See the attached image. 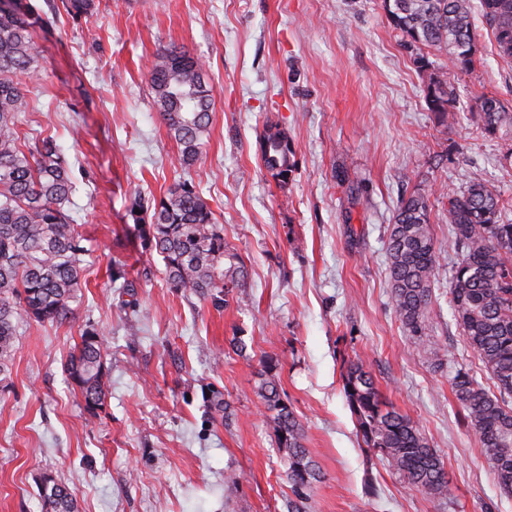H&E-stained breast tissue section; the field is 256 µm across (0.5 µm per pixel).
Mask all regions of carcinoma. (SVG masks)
<instances>
[{"label":"carcinoma","mask_w":512,"mask_h":512,"mask_svg":"<svg viewBox=\"0 0 512 512\" xmlns=\"http://www.w3.org/2000/svg\"><path fill=\"white\" fill-rule=\"evenodd\" d=\"M47 2L48 13L32 0H0V383L11 375L20 322L62 324L73 318L72 304L84 272V247L70 210L73 185L68 168L52 143L23 145L17 130L18 115L26 106L23 81L38 75L34 27L51 23L61 13L78 18L91 7V0ZM384 9L406 47L444 51L455 68L472 65L477 52L472 0H384ZM414 63L426 74L429 110L442 124H455L451 84L430 71L425 56H415ZM148 76L154 102L180 146L179 163L198 162L214 105L203 63L184 48L169 46L156 54ZM470 114L488 136L512 134V110L493 97L479 99ZM260 150L272 176L281 181L291 176L292 149L279 128H265ZM130 200L129 215L138 235L144 248L162 257L170 287L216 301L241 287L244 267L225 248L224 226L216 223L192 183L174 184L148 219L141 195L134 192ZM503 209L496 190L481 182L448 196V225L457 257L449 288L452 310L498 394L462 370L453 376L451 389L467 426L493 461L500 488L512 494V223L503 220ZM386 251L392 307L405 329L434 350L436 343L421 336L432 306L436 266L425 190L401 200ZM106 355L99 333L87 330L66 368L85 410L94 417L104 405ZM271 370V365L265 366L259 393L287 458L288 483L295 495L305 498L317 476L315 464L303 446L302 425L281 397ZM344 394L365 447L380 451L409 487L436 499L451 497L441 457L411 418L386 405L359 361L347 367ZM41 497L44 512H73L67 491Z\"/></svg>","instance_id":"carcinoma-1"}]
</instances>
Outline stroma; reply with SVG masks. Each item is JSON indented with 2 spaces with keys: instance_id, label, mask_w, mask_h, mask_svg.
<instances>
[{
  "instance_id": "stroma-1",
  "label": "stroma",
  "mask_w": 512,
  "mask_h": 512,
  "mask_svg": "<svg viewBox=\"0 0 512 512\" xmlns=\"http://www.w3.org/2000/svg\"><path fill=\"white\" fill-rule=\"evenodd\" d=\"M33 33L40 78L26 82L25 138L52 139L74 182L71 214L86 249L75 318L22 321L12 374L0 383V512H42L52 473L76 512H512L490 456L451 390L456 369L493 383L449 303L454 251L448 195L492 185L512 220V138L465 117L481 97L512 107V58L474 9V65L433 72L456 89L460 118L439 124L383 0H93ZM174 44L200 58L215 108L202 160L175 162L148 71ZM283 129L294 171L282 182L260 155ZM190 181L243 262L230 298L170 288L128 214L131 193L163 197ZM428 192L436 246L423 350L390 305L387 238L404 197ZM125 263L116 269L115 260ZM135 282L126 294L116 272ZM107 345L106 398L90 417L64 366L83 331ZM273 375L303 429L319 478L301 502L258 394ZM362 361L386 401L441 455L452 499L409 489L381 453L362 447L344 396ZM240 479L226 486L224 476Z\"/></svg>"
}]
</instances>
